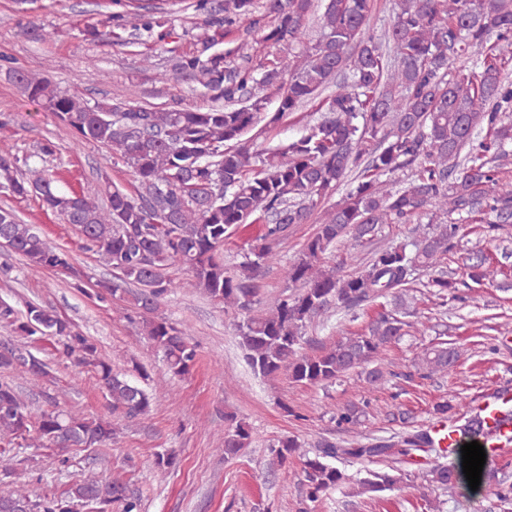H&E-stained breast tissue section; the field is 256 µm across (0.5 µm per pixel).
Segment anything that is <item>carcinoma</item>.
<instances>
[{
    "instance_id": "cac0c4a2",
    "label": "carcinoma",
    "mask_w": 512,
    "mask_h": 512,
    "mask_svg": "<svg viewBox=\"0 0 512 512\" xmlns=\"http://www.w3.org/2000/svg\"><path fill=\"white\" fill-rule=\"evenodd\" d=\"M374 0H323L319 35L305 44V22L314 0H266L256 16V0H196L202 33L194 52L175 58L172 72L196 80L211 105L203 109H156L133 106H89L62 93L44 76L11 68L12 79L28 99L53 112L78 139L92 141L122 159L136 176L134 190L104 180L99 192L85 195L64 189L47 166L55 146L46 141L36 157L0 154V187L12 197L35 196L46 208L76 226L86 248L101 255L115 270L111 281L90 283L75 273V287L92 285L105 302L129 292L146 336L162 353L167 373L184 377L198 360L197 344L187 329L153 313L170 291L165 270L177 267L188 284L226 308L245 316L237 325L240 344L253 368L265 377L281 372L305 385L331 384L352 371L370 385L389 375L399 380L428 379L455 367L460 352L452 344L433 342L413 368L383 366L386 347L399 341L413 323L407 285L418 271L432 273L424 287L440 299H464L469 282L491 281L497 267L482 263L448 277L444 256L455 247L460 225L436 219L457 216L473 220L493 214L489 231L512 222V184L500 182L503 162L512 156V0H394V16L383 39L370 33ZM224 17H217L218 13ZM258 26L269 19L265 39L277 47L262 71L239 64L247 59L237 44L218 46L243 18ZM160 39L175 31L155 3L129 4L109 13L101 28L86 36L95 41L114 30ZM350 72L352 81L336 84ZM326 115L308 134L275 148H254L243 137L259 121L270 98L278 100L268 123L277 124L322 95ZM401 187L387 189L390 182ZM342 199L323 211L319 228L302 254L284 268V277L298 292L277 297L261 314H253L262 267L273 261L272 246L288 237L294 224H304L318 205L342 186ZM426 224H415L407 244L378 249L367 266L346 276L324 266L336 243L361 246L385 224H414L426 208ZM258 224L262 244L236 270L224 268V240L241 227ZM33 267L53 269L71 258L49 245L13 209L0 206V238ZM392 297V308L366 331L342 336L315 354L300 352L311 321L329 309H351L375 298ZM0 325L17 340L0 343V371L34 381L51 377V367L28 350L44 337L60 338L61 357L74 367L89 368L108 397L110 417H87L52 408L34 412L17 388L0 381V476L19 488L0 495V512H140L139 499L118 480L74 478L66 498L31 497L22 490L29 479L31 447L97 449L112 444L117 422L148 413L153 393L127 379L102 357L96 342L72 328L50 308L29 304L16 310L0 299ZM357 405L336 412L342 432L361 425ZM224 430L225 458L238 456L252 439L250 429L232 416ZM431 443L427 433L403 432L348 448L324 440L313 455L302 454L307 501L318 502L346 484L335 460L378 458L388 469L359 482V493H382L402 481L399 464ZM302 444L294 437L272 446L282 464ZM453 465L437 464L430 482L450 487L457 480ZM494 485L502 502L512 499V484L495 481L482 471L480 486Z\"/></svg>"
}]
</instances>
